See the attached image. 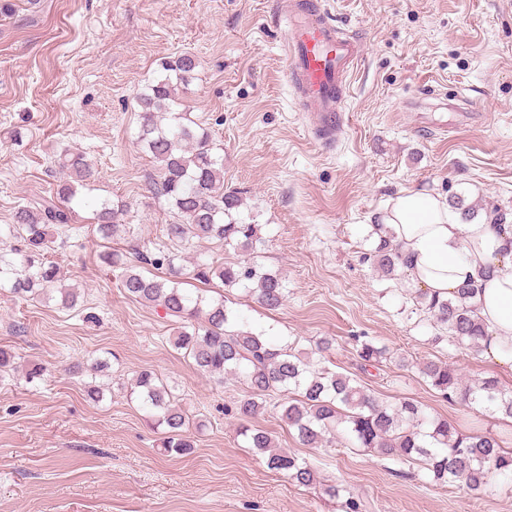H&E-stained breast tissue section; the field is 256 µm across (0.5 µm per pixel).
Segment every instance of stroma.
<instances>
[{
    "instance_id": "1",
    "label": "stroma",
    "mask_w": 512,
    "mask_h": 512,
    "mask_svg": "<svg viewBox=\"0 0 512 512\" xmlns=\"http://www.w3.org/2000/svg\"><path fill=\"white\" fill-rule=\"evenodd\" d=\"M323 2L363 47L348 122L330 148L286 79L279 0H0V226L50 195L61 151L84 153L98 170L75 230L48 255L80 290L77 306L0 290V348L21 367L0 381V512H342L321 486L295 485L246 448L229 412L244 379L199 372L172 345L179 320L126 297L118 271L99 262L92 216L105 202L131 229L112 248L131 256L170 245L165 227L178 217L151 188L158 170L137 140L138 97L162 60L183 53L198 66L178 96L222 148L241 218L262 227L260 263L288 276L278 311L241 288L225 290L227 306L277 344L309 350L330 337L331 370L512 448V422L442 398L419 369L443 361L464 381L494 376L509 387L512 372L436 340L407 274L382 278L364 259L377 244L371 226L405 189L459 194L512 222V0ZM364 339L385 346L386 361L363 366ZM95 358L110 365L97 404L83 395ZM31 364L45 374L29 383ZM143 369L187 411L190 454L165 453L161 431L129 400ZM251 424L363 512H512V478L475 497L430 482L418 463L301 445L272 406Z\"/></svg>"
}]
</instances>
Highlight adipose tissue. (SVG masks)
<instances>
[{"instance_id": "adipose-tissue-1", "label": "adipose tissue", "mask_w": 512, "mask_h": 512, "mask_svg": "<svg viewBox=\"0 0 512 512\" xmlns=\"http://www.w3.org/2000/svg\"><path fill=\"white\" fill-rule=\"evenodd\" d=\"M380 222L415 286L444 299L467 282L481 286L477 314L489 333L483 356L512 371V226L461 223L444 196L415 189L391 199Z\"/></svg>"}]
</instances>
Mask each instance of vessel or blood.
Masks as SVG:
<instances>
[{"mask_svg": "<svg viewBox=\"0 0 512 512\" xmlns=\"http://www.w3.org/2000/svg\"><path fill=\"white\" fill-rule=\"evenodd\" d=\"M286 8L287 77L322 143H333L344 126L340 103L360 44L332 22L322 0H288Z\"/></svg>", "mask_w": 512, "mask_h": 512, "instance_id": "b4317fda", "label": "vessel or blood"}]
</instances>
